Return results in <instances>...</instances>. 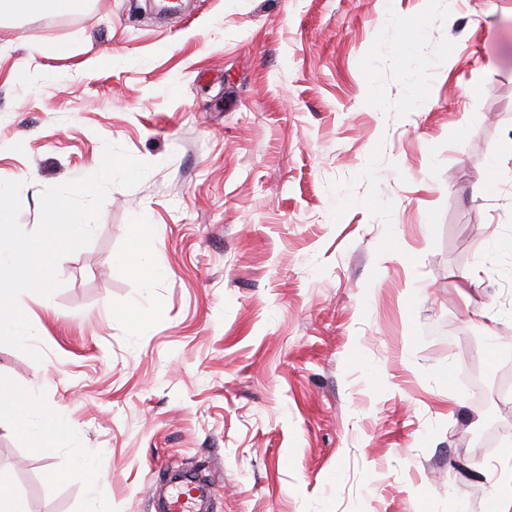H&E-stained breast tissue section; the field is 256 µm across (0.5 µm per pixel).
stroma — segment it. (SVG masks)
<instances>
[{
    "instance_id": "1",
    "label": "stroma",
    "mask_w": 512,
    "mask_h": 512,
    "mask_svg": "<svg viewBox=\"0 0 512 512\" xmlns=\"http://www.w3.org/2000/svg\"><path fill=\"white\" fill-rule=\"evenodd\" d=\"M108 142L150 172L108 189L51 297L20 296L42 362L0 344V383L79 438L0 415L27 512H83L93 475L97 512H162L181 469L209 512H496L512 483L479 468L512 451V0L0 20L24 231ZM138 248L167 270L147 297ZM138 302L142 332L108 315Z\"/></svg>"
}]
</instances>
